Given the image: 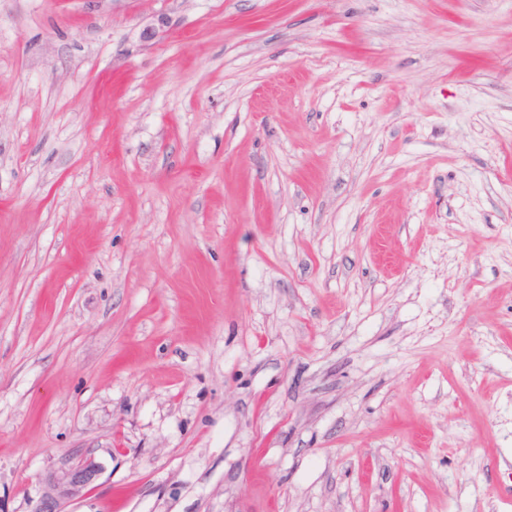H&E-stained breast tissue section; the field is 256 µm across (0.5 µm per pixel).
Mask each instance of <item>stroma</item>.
Here are the masks:
<instances>
[{
    "label": "stroma",
    "mask_w": 512,
    "mask_h": 512,
    "mask_svg": "<svg viewBox=\"0 0 512 512\" xmlns=\"http://www.w3.org/2000/svg\"><path fill=\"white\" fill-rule=\"evenodd\" d=\"M505 417L512 0H0V512H512ZM97 476L98 471L89 451L77 457L65 456L50 480V490L31 512H62L59 508L60 499L72 491L89 487Z\"/></svg>",
    "instance_id": "stroma-1"
}]
</instances>
